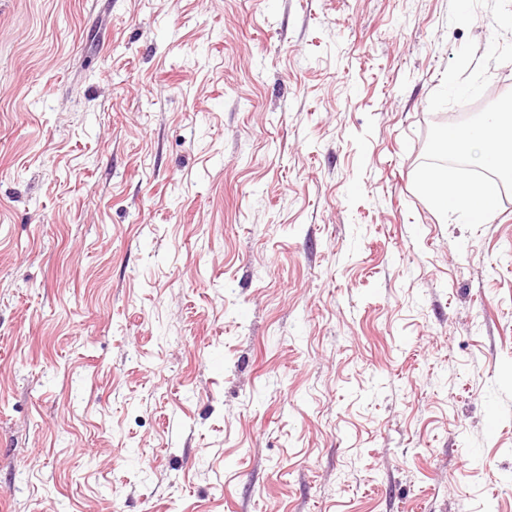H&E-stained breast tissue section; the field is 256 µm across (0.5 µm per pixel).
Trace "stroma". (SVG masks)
<instances>
[{
    "mask_svg": "<svg viewBox=\"0 0 512 512\" xmlns=\"http://www.w3.org/2000/svg\"><path fill=\"white\" fill-rule=\"evenodd\" d=\"M512 0H0V512H512ZM447 139L460 155L512 177V113H491L481 124L450 129ZM425 187L447 206L469 214L474 222L487 218L498 192L495 181L477 184L463 182L458 172L451 173L448 169L430 172L425 178Z\"/></svg>",
    "mask_w": 512,
    "mask_h": 512,
    "instance_id": "1",
    "label": "stroma"
}]
</instances>
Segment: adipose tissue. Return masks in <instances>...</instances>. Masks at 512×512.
<instances>
[{
    "label": "adipose tissue",
    "mask_w": 512,
    "mask_h": 512,
    "mask_svg": "<svg viewBox=\"0 0 512 512\" xmlns=\"http://www.w3.org/2000/svg\"><path fill=\"white\" fill-rule=\"evenodd\" d=\"M447 139L460 155L491 166L512 177V113L491 114L481 124L448 130ZM425 187L447 206L469 214L473 221L485 220L498 192L496 182L467 183L458 173L440 169L425 178Z\"/></svg>",
    "instance_id": "1"
}]
</instances>
